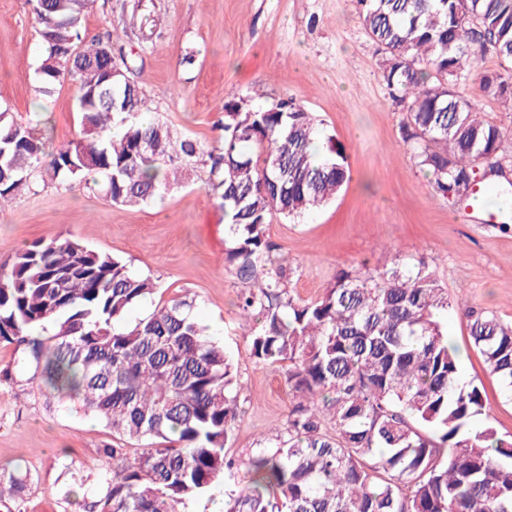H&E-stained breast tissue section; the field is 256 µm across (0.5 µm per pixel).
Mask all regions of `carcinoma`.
<instances>
[{
	"label": "carcinoma",
	"mask_w": 512,
	"mask_h": 512,
	"mask_svg": "<svg viewBox=\"0 0 512 512\" xmlns=\"http://www.w3.org/2000/svg\"><path fill=\"white\" fill-rule=\"evenodd\" d=\"M93 2L28 0L43 49L37 91L74 86L81 137L50 149L0 110V210L39 184L73 182L113 204L160 202L183 173L204 169L224 209V267L242 284L251 356L280 369L292 394L286 426L256 441L247 483L227 486L224 512H512V440L472 427L485 414L482 388L462 377L439 321L452 301L425 260L343 269L310 302L290 292L297 270L267 234L268 217L295 221L334 199L351 174L344 146L292 97L258 107L227 97L222 134L207 148L141 118L143 87L112 33L85 41ZM356 3L432 188L453 199L480 165L498 173L512 129L475 111L460 80L492 54L499 69L481 74L480 90L512 112V0ZM156 289L68 237L36 241L0 271V344L17 354L0 384L29 372L68 412L112 432L101 449L112 467L65 466L62 501L86 486L84 512H183L215 482L234 480L226 447L246 412L238 368L188 297L124 325ZM457 310L512 397V323L461 302ZM28 481L0 467V507L22 512Z\"/></svg>",
	"instance_id": "cac0c4a2"
}]
</instances>
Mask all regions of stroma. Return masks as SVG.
Returning <instances> with one entry per match:
<instances>
[{
    "label": "stroma",
    "instance_id": "35a3bbf8",
    "mask_svg": "<svg viewBox=\"0 0 512 512\" xmlns=\"http://www.w3.org/2000/svg\"><path fill=\"white\" fill-rule=\"evenodd\" d=\"M160 22L146 45L129 40L118 24L119 0H95L85 35L111 29L114 46L136 59L146 108L203 145L219 136L227 95L253 105L292 97L313 112L327 135L349 156L351 179L330 204L298 221L273 216L271 238L299 270L294 296L319 298L342 269L375 270L394 260L421 258L434 269L450 298L462 299L512 323V230L490 227L468 201H449L431 188L410 144L403 141L402 107L382 78L377 46L367 36L354 0H144ZM39 26L27 0H0V109L22 122L42 121L41 134L59 147L79 129L70 84L39 95L36 67ZM194 50L196 61L180 60ZM485 55L466 80V92L485 118L512 127V112L483 96L479 75L497 70ZM196 172L157 204L113 205L84 184L49 185L22 194L0 211V266L17 251L58 236L118 257L158 285L153 299L128 315L137 321L156 304L178 297L215 340L231 352L241 375L246 413L228 453L245 459L256 441L284 426L290 401L281 373L250 356L239 327V286L224 268V211ZM448 343L459 355L463 378L484 387L480 425L512 438V399L472 347L456 310L441 317ZM40 381L0 385V466L19 465L31 475L25 512H80L81 495L61 504L64 466L94 461L112 435L96 418L48 407Z\"/></svg>",
    "mask_w": 512,
    "mask_h": 512
}]
</instances>
